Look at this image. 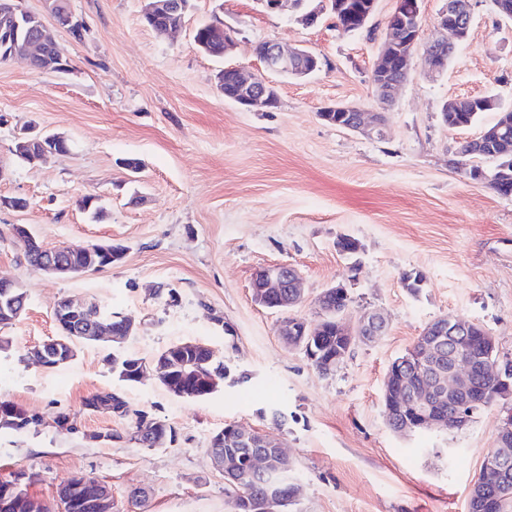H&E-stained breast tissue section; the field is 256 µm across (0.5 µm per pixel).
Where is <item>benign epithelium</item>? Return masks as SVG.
<instances>
[{
  "instance_id": "7a95c632",
  "label": "benign epithelium",
  "mask_w": 512,
  "mask_h": 512,
  "mask_svg": "<svg viewBox=\"0 0 512 512\" xmlns=\"http://www.w3.org/2000/svg\"><path fill=\"white\" fill-rule=\"evenodd\" d=\"M396 6L389 15L381 50L371 71V82L379 100L390 103L399 92L404 80H395L387 71V63H394L403 74L407 73L409 63L419 46L421 28V0H395ZM471 0H447L445 8L439 15L437 28L443 35L431 41L424 51V61L432 75L443 73L448 59L453 56L458 43L468 38L472 12ZM332 11L336 18V29L343 32L346 25L338 21V10L331 9V0L321 3L302 20L305 26L315 24L318 19ZM26 12L21 0H0V17L9 20ZM449 32L454 40H448L444 33ZM56 44L46 25L35 27L23 41L13 48V57L29 59L34 55H44ZM260 59L269 74H297L306 76L320 68L319 58L304 47L284 48L269 41L260 47ZM222 75L230 77L229 83L234 91L229 100L247 111H260L276 105L278 94L274 83L264 75L248 73L236 66H227ZM496 108L499 100L493 96L478 98H451L445 104L447 112H472L477 106ZM336 113V126L368 137L384 136V123L381 114L364 112L347 104H334L321 110L320 117L328 120L329 113ZM497 144L500 150L494 153L497 161L496 180L501 187L500 195L512 196V148L507 143L506 125L487 128L481 134L478 144ZM39 270L68 277L74 275V269L65 261L49 254L39 266ZM299 271L287 264L280 263L263 272L261 292L273 294L283 288H292L294 302L301 298ZM86 305L72 301L57 307L54 318L59 326L71 330L72 334L86 338L100 339L112 332V316L100 311L88 317ZM475 323L452 319L447 316L432 322L425 331V338L417 344L418 358L434 364L430 375L414 385H409V372L406 363L398 361L391 367L387 380L401 379L399 390L410 395L412 405L417 412V426L439 431L447 428L452 420H465L469 417V407L482 393L472 384L473 375L481 371H491L495 364L491 361H478L471 355L470 341ZM387 324L383 317L374 311L366 312L360 319L358 335L374 339L385 334ZM463 339L456 346L452 363L444 368L438 361L448 342V337ZM29 413L14 408L7 413H0V426L13 428L24 426ZM501 433L497 448L488 456L487 463L493 468L507 470L509 457L512 456V419L505 417L500 424ZM215 466L224 476L233 477L238 473L237 454L224 447V434L217 435L210 448ZM251 472L266 476L274 482L288 472L282 449L258 448L250 457ZM112 490L103 481L94 480L87 474H77L71 482L62 485L57 491V510L37 503L18 483L13 482L0 489V512H113Z\"/></svg>"
}]
</instances>
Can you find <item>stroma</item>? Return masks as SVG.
<instances>
[{
	"instance_id": "obj_1",
	"label": "stroma",
	"mask_w": 512,
	"mask_h": 512,
	"mask_svg": "<svg viewBox=\"0 0 512 512\" xmlns=\"http://www.w3.org/2000/svg\"><path fill=\"white\" fill-rule=\"evenodd\" d=\"M42 15L68 69L44 73L24 60L0 64V278L17 281L27 307L0 329V399L42 417L37 428L0 430V480L27 477L30 495L54 502L58 487L84 473L112 487L116 512H229L224 476L209 453L212 436L235 423L272 435L292 463L291 512H468L512 396L465 427L403 436L388 425L384 381L391 362L434 319L453 316L496 338L499 365L512 363V197L456 170L455 153L495 115L448 129L451 97L497 96L512 107V20L492 0H474L468 41L443 75L415 55L406 82L379 105L371 71L394 0H377L368 30L344 34L332 18L306 27L259 0H192L183 28L157 36L142 0H70L84 25L74 38ZM230 28L234 51L216 58L192 39L198 23ZM267 41L304 46L321 67L303 79L274 76L275 108L249 112L224 98L215 75L233 65L264 70ZM382 109L385 135L369 138L325 123L323 107ZM64 137L68 150L29 163L15 153L28 126ZM139 159L132 173L125 159ZM93 196V218L80 202ZM26 224L49 248L124 246L122 260L74 278L30 266L12 227ZM357 239L354 254L340 237ZM296 266L304 299L295 315L317 325V296L346 287L344 315L356 324L378 311L388 331L355 337L335 371L318 372L278 331L281 312L257 304L254 274ZM419 273L418 291L402 277ZM65 299L92 301L131 319L121 345L74 341L75 355L47 368L31 350L56 337ZM207 345L227 375L210 396L173 395L154 375L121 383L112 356L152 362L181 341ZM119 391L131 409L165 421L174 442L147 448L134 423L90 412L85 398ZM69 415L73 430L56 427Z\"/></svg>"
}]
</instances>
